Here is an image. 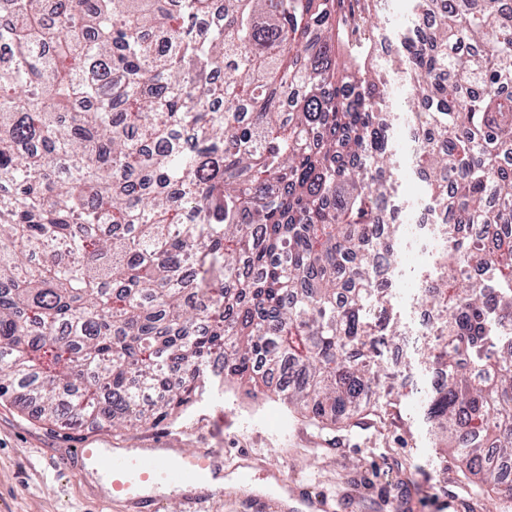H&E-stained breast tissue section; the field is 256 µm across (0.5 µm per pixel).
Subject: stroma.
Here are the masks:
<instances>
[{
    "label": "stroma",
    "mask_w": 512,
    "mask_h": 512,
    "mask_svg": "<svg viewBox=\"0 0 512 512\" xmlns=\"http://www.w3.org/2000/svg\"><path fill=\"white\" fill-rule=\"evenodd\" d=\"M370 13L376 42L399 49L414 19L412 0H386ZM375 70L392 90L386 119L397 174L394 211L401 216L429 204L403 132L409 80L392 53L380 57ZM433 261V252H426L393 281L402 326L415 324L406 287L422 285ZM391 351L380 346L378 360V393L390 404L387 413L336 426L291 411L277 398L248 396L236 385L214 387L177 419L121 431L87 420L43 421L31 405L0 399V512H131L101 479L81 471L78 448H163L173 459L218 450L233 485L208 493L210 512H295L283 499L295 497L300 486L332 498L336 512H500L504 492L463 473L434 444L421 400L434 377L425 355L410 354L397 366ZM243 459L258 469L247 486L234 481V465Z\"/></svg>",
    "instance_id": "35a3bbf8"
}]
</instances>
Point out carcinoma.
Instances as JSON below:
<instances>
[{
    "mask_svg": "<svg viewBox=\"0 0 512 512\" xmlns=\"http://www.w3.org/2000/svg\"><path fill=\"white\" fill-rule=\"evenodd\" d=\"M371 0H0V398L153 427L214 378L337 422L373 398L399 225ZM398 65L442 243L426 415L512 472V7L413 0Z\"/></svg>",
    "mask_w": 512,
    "mask_h": 512,
    "instance_id": "cac0c4a2",
    "label": "carcinoma"
}]
</instances>
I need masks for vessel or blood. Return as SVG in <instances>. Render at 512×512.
<instances>
[{"label": "vessel or blood", "mask_w": 512, "mask_h": 512, "mask_svg": "<svg viewBox=\"0 0 512 512\" xmlns=\"http://www.w3.org/2000/svg\"><path fill=\"white\" fill-rule=\"evenodd\" d=\"M76 456L83 466L109 481L112 495L138 505L140 512H159L157 499L145 496L147 486L181 487L222 470L214 453H198L173 464L146 454L118 453L109 448H80Z\"/></svg>", "instance_id": "obj_1"}]
</instances>
